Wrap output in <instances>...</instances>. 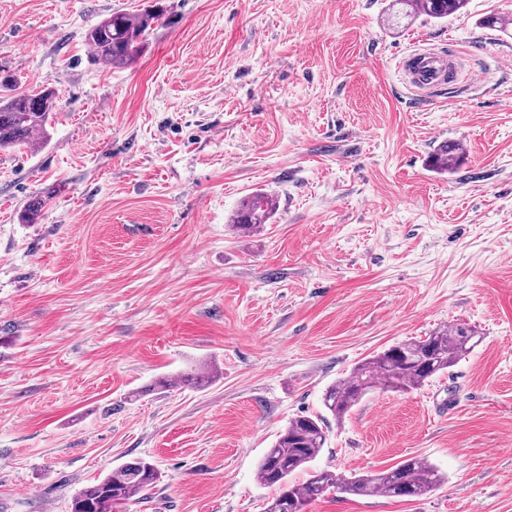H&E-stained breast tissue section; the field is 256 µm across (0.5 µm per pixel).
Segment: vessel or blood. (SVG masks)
Here are the masks:
<instances>
[{"instance_id":"1","label":"vessel or blood","mask_w":512,"mask_h":512,"mask_svg":"<svg viewBox=\"0 0 512 512\" xmlns=\"http://www.w3.org/2000/svg\"><path fill=\"white\" fill-rule=\"evenodd\" d=\"M459 66L457 55L431 48L411 50L399 64L407 89L420 99L427 98L432 91L445 86Z\"/></svg>"}]
</instances>
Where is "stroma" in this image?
I'll return each mask as SVG.
<instances>
[{
    "label": "stroma",
    "mask_w": 512,
    "mask_h": 512,
    "mask_svg": "<svg viewBox=\"0 0 512 512\" xmlns=\"http://www.w3.org/2000/svg\"><path fill=\"white\" fill-rule=\"evenodd\" d=\"M162 14L138 60L84 35ZM390 0H0V71L57 87L47 141L0 150V512H70L144 458L126 512H263L257 466L355 364L451 324L482 338L408 393L367 395L311 462L419 457L422 498L331 492L305 512H512V0L393 24ZM460 50L424 100L401 58ZM463 159L439 172L444 143ZM260 233L228 219L253 192ZM37 223L20 220L34 199ZM211 369L202 387L162 377ZM162 15L153 6L130 14L117 12L86 33L91 61L103 68H123L136 62L147 37ZM160 478L158 468L148 460L137 459L123 464L79 491L72 500L71 511H120L129 502L149 499Z\"/></svg>",
    "instance_id": "35a3bbf8"
}]
</instances>
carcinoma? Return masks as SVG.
<instances>
[{"mask_svg":"<svg viewBox=\"0 0 512 512\" xmlns=\"http://www.w3.org/2000/svg\"><path fill=\"white\" fill-rule=\"evenodd\" d=\"M396 2L401 5L399 14L405 18L424 15L440 20L468 12L471 0ZM160 20V11L152 6L133 14H110L86 33L91 61L103 68L133 64ZM14 86L12 75H0V149L28 146L34 137H46L51 113L58 107V92L52 86L34 93H15ZM460 161L461 155L454 144L441 145L431 157L432 165L444 170L457 166ZM273 209L272 197L257 191L240 203L233 226L242 233L256 232L266 224ZM478 344L475 330L454 324L419 339L396 343L359 363L346 377L330 386L323 405L341 423L370 392L419 389L435 375L453 367ZM326 427L322 416L296 415L288 420L257 467L260 482L278 489L264 512H305L308 503L332 489L349 496L417 498L443 483L435 467L417 457L390 469L354 477L313 470L303 484L289 483L290 474L306 468L325 447ZM160 478L156 465L144 459L115 467L76 494L72 512H117L129 502L149 499Z\"/></svg>","mask_w":512,"mask_h":512,"instance_id":"1","label":"carcinoma"}]
</instances>
